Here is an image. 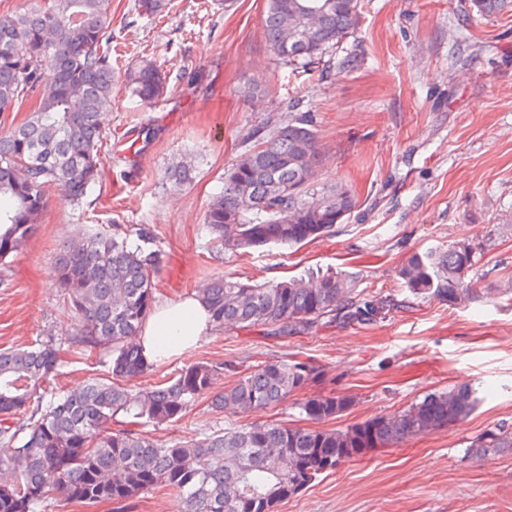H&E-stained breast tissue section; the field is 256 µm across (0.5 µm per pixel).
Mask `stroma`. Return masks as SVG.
<instances>
[{
    "label": "stroma",
    "mask_w": 512,
    "mask_h": 512,
    "mask_svg": "<svg viewBox=\"0 0 512 512\" xmlns=\"http://www.w3.org/2000/svg\"><path fill=\"white\" fill-rule=\"evenodd\" d=\"M355 33L324 68L291 72L268 48L266 0H171L160 19L134 0H109L112 107L102 118L98 181L72 202L49 189L35 230L0 260V350L62 341L61 393L102 376L65 337L70 305L54 284L67 241L131 224L154 230L162 253L156 303H175L231 273L263 283L312 269L357 273L366 294L405 303L376 323L288 338L211 332L163 376L194 363L226 364L220 385L267 360L308 361L324 374L315 394H353L335 428L403 410L427 393L463 384L475 410L455 423L340 463L279 512H512V449L480 454L474 438L512 424V12L478 15L472 0H361ZM152 59L165 98H132L122 75ZM307 112L321 145L317 181L341 183L357 208L331 236L292 249L266 245L240 256L211 248L204 215L224 172L249 148L247 133L291 111ZM138 132L135 157L114 145ZM189 178L176 180L177 167ZM468 243L478 297L460 305L412 297L396 271L414 252ZM300 395L237 415L199 399L156 438L188 441L224 428L277 421L300 426Z\"/></svg>",
    "instance_id": "35a3bbf8"
}]
</instances>
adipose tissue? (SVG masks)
<instances>
[{
  "instance_id": "ef3b65f1",
  "label": "adipose tissue",
  "mask_w": 512,
  "mask_h": 512,
  "mask_svg": "<svg viewBox=\"0 0 512 512\" xmlns=\"http://www.w3.org/2000/svg\"><path fill=\"white\" fill-rule=\"evenodd\" d=\"M209 313L194 296L157 306L137 338L147 360H167L195 346L209 333Z\"/></svg>"
}]
</instances>
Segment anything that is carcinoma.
<instances>
[{"instance_id": "carcinoma-1", "label": "carcinoma", "mask_w": 512, "mask_h": 512, "mask_svg": "<svg viewBox=\"0 0 512 512\" xmlns=\"http://www.w3.org/2000/svg\"><path fill=\"white\" fill-rule=\"evenodd\" d=\"M262 25L270 51L292 69L319 65L354 32L360 0H266ZM482 14L512 11V0H473ZM147 17L163 15L169 0H136ZM321 11L304 47L291 29L306 10ZM55 32L51 41L47 30ZM54 73L50 84L42 72ZM125 81L145 103L166 92V77L150 60L128 68ZM112 29L107 0H29L25 11L0 16V114L36 100L29 116L0 133V260L32 234L56 185L71 201L97 178L103 144L100 114L112 105ZM252 147L224 172L205 224L212 247L238 253L266 244L300 245L333 232L358 199L347 186L319 185L320 144L309 117L291 112L272 128L247 133ZM144 224L80 234L56 256L55 284L67 294L76 328L68 337L84 356L105 351L107 375L82 391L45 400V383L60 361L48 338L32 349L0 350V512H34L61 502L112 503L127 512L134 498L158 486L176 496V512H277L321 474L369 448L451 425L477 403L470 384L431 392L407 408L344 429L259 423L226 428L197 441L166 442L132 428L144 419L160 426L180 420L201 397L215 408L248 414L274 407L317 381L323 369L286 359L267 361L216 390L224 368L196 363L173 378L141 388L153 369L135 336L154 304L160 258ZM473 248L414 252L397 271L415 297L456 305L477 292L468 272ZM217 331L257 330L266 336L309 334L322 327L376 321L400 306L390 294L363 296L351 273L310 272L262 284L218 276L199 291ZM355 396L311 395L299 403L307 419H334ZM118 423L112 428V423ZM482 452L512 448V424H498L472 441Z\"/></svg>"}]
</instances>
